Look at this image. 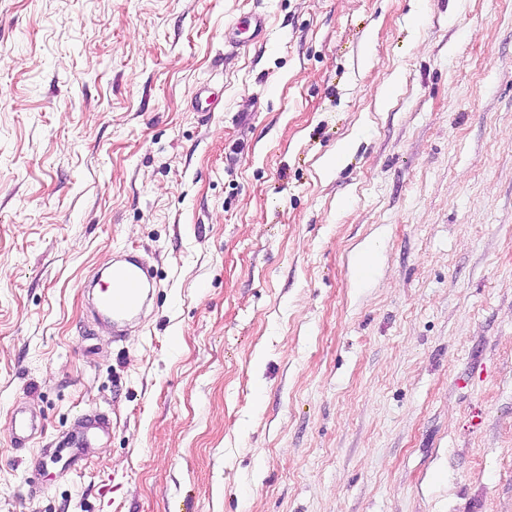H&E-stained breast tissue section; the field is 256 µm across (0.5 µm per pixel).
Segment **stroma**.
Returning <instances> with one entry per match:
<instances>
[{"mask_svg": "<svg viewBox=\"0 0 512 512\" xmlns=\"http://www.w3.org/2000/svg\"><path fill=\"white\" fill-rule=\"evenodd\" d=\"M0 512H512V0H0ZM150 278L149 268L135 255L126 254L113 263L110 283L98 299L101 310L112 317L113 326L135 316L144 307ZM39 428L36 419L23 409H17L11 416V432L15 439L20 440L31 436ZM109 429L110 424L106 417L99 414L94 416L92 419L88 420L83 427L75 443L77 448L87 445L90 440L100 437L101 434L109 433Z\"/></svg>", "mask_w": 512, "mask_h": 512, "instance_id": "35a3bbf8", "label": "stroma"}]
</instances>
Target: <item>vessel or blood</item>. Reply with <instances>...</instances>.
<instances>
[{
    "mask_svg": "<svg viewBox=\"0 0 512 512\" xmlns=\"http://www.w3.org/2000/svg\"><path fill=\"white\" fill-rule=\"evenodd\" d=\"M150 278L149 268L135 255H124L113 263L109 274L110 283L102 290L98 299L101 310L111 316L113 324L125 322L144 307ZM38 428L36 419L25 410L18 409L13 412L11 432L14 438L29 437Z\"/></svg>",
    "mask_w": 512,
    "mask_h": 512,
    "instance_id": "1",
    "label": "vessel or blood"
}]
</instances>
